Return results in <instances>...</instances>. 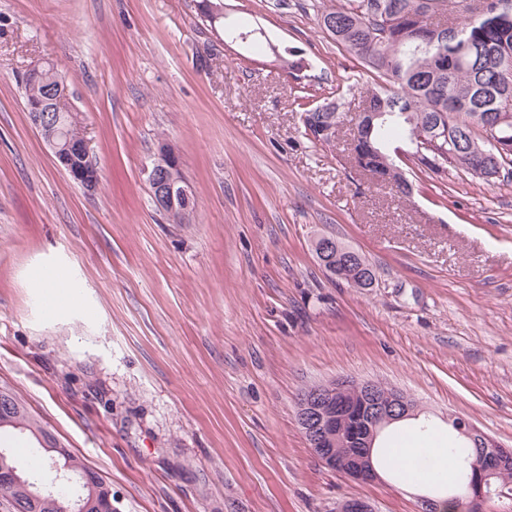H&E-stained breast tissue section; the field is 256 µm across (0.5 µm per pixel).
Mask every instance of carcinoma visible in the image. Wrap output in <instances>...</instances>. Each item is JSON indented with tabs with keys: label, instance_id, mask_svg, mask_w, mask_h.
I'll return each mask as SVG.
<instances>
[{
	"label": "carcinoma",
	"instance_id": "carcinoma-1",
	"mask_svg": "<svg viewBox=\"0 0 512 512\" xmlns=\"http://www.w3.org/2000/svg\"><path fill=\"white\" fill-rule=\"evenodd\" d=\"M198 9L202 21L224 25V0H199ZM437 14L463 20L444 35L432 26ZM318 25L388 83L363 90L375 117L358 115L347 143L357 167L372 177L382 172V183L408 194V181L389 153L391 138L402 136L421 172L438 177L460 171L485 183L504 171L512 176V0H336L318 14ZM282 58L289 76L301 80L309 67L302 52L285 47ZM58 79L62 76L50 63L38 76L25 73V103L44 99L48 84ZM50 107L54 130L78 144L84 129L69 100ZM310 113L318 125L340 123L334 100ZM330 276L353 288H370L376 274L365 262L360 270L350 267ZM2 428L42 431L13 393L9 405L0 404ZM446 451L451 495L469 480L479 450L457 434ZM30 491L31 484L23 482L0 494L16 508L29 501Z\"/></svg>",
	"mask_w": 512,
	"mask_h": 512
}]
</instances>
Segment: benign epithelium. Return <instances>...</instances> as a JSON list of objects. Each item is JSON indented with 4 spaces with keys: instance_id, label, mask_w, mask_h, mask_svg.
Here are the masks:
<instances>
[{
    "instance_id": "1",
    "label": "benign epithelium",
    "mask_w": 512,
    "mask_h": 512,
    "mask_svg": "<svg viewBox=\"0 0 512 512\" xmlns=\"http://www.w3.org/2000/svg\"><path fill=\"white\" fill-rule=\"evenodd\" d=\"M33 126L45 135L55 159L64 155L66 146L56 134L47 132L49 114L42 106H28ZM80 152L89 165L67 169V173L84 189L93 191L100 181V174L91 156L90 141L80 145ZM179 164L153 163L146 169L148 183L153 185L154 204L162 213L175 217L184 214L178 202L189 203L191 194L186 181L177 178ZM317 248L323 262L341 265L357 254L339 243L321 238ZM413 400L401 391L391 394L380 393L376 381L357 382L348 378L335 384L318 385L298 403V418L314 456L327 468L360 482L380 479L366 455L339 454L341 448H371L378 432L385 426L403 419L412 413ZM460 435L483 448L482 456L472 464L469 483L471 502L481 506L485 502L501 497L505 487L491 482L499 467L512 462V448L484 433L471 423L459 428ZM11 449L0 448V487H8L18 481L17 469L9 463ZM52 473L48 482L33 485L31 503L33 506L51 504L57 487L75 485L77 490L68 494V512H89L102 495V512H114L112 488L107 483L96 484V480L84 472L70 468L64 453L50 457L48 464ZM336 512H374V508L361 499H347L336 506Z\"/></svg>"
}]
</instances>
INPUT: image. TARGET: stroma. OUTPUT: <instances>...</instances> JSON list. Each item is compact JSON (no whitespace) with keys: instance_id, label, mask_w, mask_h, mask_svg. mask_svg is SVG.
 I'll return each mask as SVG.
<instances>
[{"instance_id":"stroma-1","label":"stroma","mask_w":512,"mask_h":512,"mask_svg":"<svg viewBox=\"0 0 512 512\" xmlns=\"http://www.w3.org/2000/svg\"><path fill=\"white\" fill-rule=\"evenodd\" d=\"M332 0H0V390L112 486L119 512H418L417 490L326 469L299 428L301 389L340 377L463 416L512 447V180L401 168L409 195L313 143L304 112L358 111L376 73L317 24ZM242 25L303 51V94ZM67 78L100 172L57 167L23 74ZM176 147L198 207L176 224L145 173ZM331 236L376 271L332 279ZM65 271L48 306L46 268ZM39 481L44 451L0 431ZM80 152L84 156V160L89 162V165L74 169L67 167L66 171L84 189L93 191L99 185L100 174L96 164L93 162L90 141H88L87 137L84 143L80 145ZM362 257V256H361ZM363 268L357 270L354 266L345 270H334L327 272L335 279L345 282L348 286L353 288H372L375 281L376 274L370 264L362 257Z\"/></svg>"}]
</instances>
